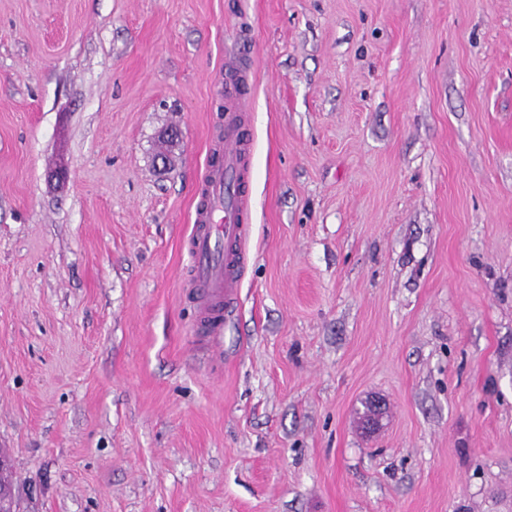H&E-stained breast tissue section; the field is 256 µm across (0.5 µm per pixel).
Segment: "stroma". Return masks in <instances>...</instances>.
Masks as SVG:
<instances>
[{"label": "stroma", "instance_id": "1", "mask_svg": "<svg viewBox=\"0 0 512 512\" xmlns=\"http://www.w3.org/2000/svg\"><path fill=\"white\" fill-rule=\"evenodd\" d=\"M232 58L215 358L184 243ZM0 452L14 512H512V0H0ZM247 75L235 77L224 89L223 163L210 164L201 178L187 252L192 264L191 288L198 307V346L217 348L224 319L239 299L247 262L245 242L250 234V158L253 142L241 136L244 94L238 86Z\"/></svg>", "mask_w": 512, "mask_h": 512}]
</instances>
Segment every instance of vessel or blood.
Returning <instances> with one entry per match:
<instances>
[{
  "mask_svg": "<svg viewBox=\"0 0 512 512\" xmlns=\"http://www.w3.org/2000/svg\"><path fill=\"white\" fill-rule=\"evenodd\" d=\"M237 76L224 90L222 163L208 165L201 178L187 252L192 264L191 292L198 307V346L209 348L224 333V319L239 299L247 262L245 242L250 234V158L252 141L241 136L245 120Z\"/></svg>",
  "mask_w": 512,
  "mask_h": 512,
  "instance_id": "vessel-or-blood-1",
  "label": "vessel or blood"
}]
</instances>
